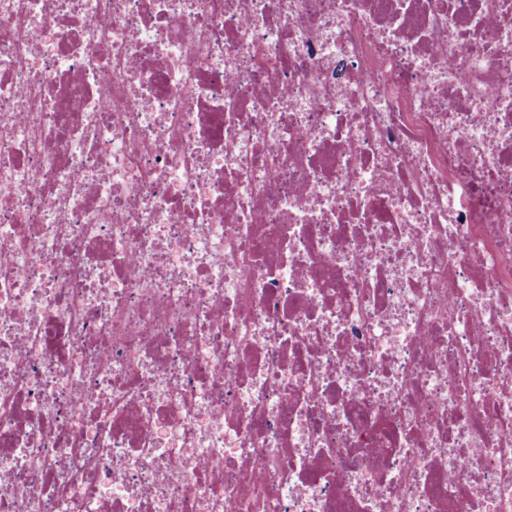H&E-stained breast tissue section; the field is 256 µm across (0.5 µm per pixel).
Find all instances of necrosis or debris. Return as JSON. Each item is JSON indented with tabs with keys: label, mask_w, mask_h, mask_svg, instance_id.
<instances>
[{
	"label": "necrosis or debris",
	"mask_w": 512,
	"mask_h": 512,
	"mask_svg": "<svg viewBox=\"0 0 512 512\" xmlns=\"http://www.w3.org/2000/svg\"><path fill=\"white\" fill-rule=\"evenodd\" d=\"M0 512H512V0H0Z\"/></svg>",
	"instance_id": "necrosis-or-debris-1"
}]
</instances>
